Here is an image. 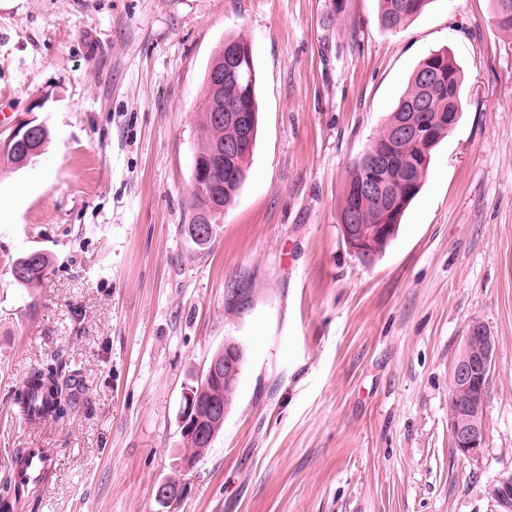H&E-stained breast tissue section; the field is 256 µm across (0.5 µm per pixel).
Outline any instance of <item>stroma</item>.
Segmentation results:
<instances>
[{
    "label": "stroma",
    "instance_id": "obj_1",
    "mask_svg": "<svg viewBox=\"0 0 512 512\" xmlns=\"http://www.w3.org/2000/svg\"><path fill=\"white\" fill-rule=\"evenodd\" d=\"M490 0H431L396 30L378 0H0V481L54 455L40 512H512V33ZM251 48L249 176L208 250L190 222L206 66ZM446 49L462 117L385 253L342 239L346 172L417 64ZM40 250L42 285L10 262ZM496 341L486 443L448 431L472 321ZM245 358L224 428L182 472V393L225 341ZM63 359L78 404L32 426L14 403ZM177 479L171 507L155 497ZM32 123L33 121L30 120L19 123L14 129L10 138L3 145V147H1L2 150H20L29 147L31 142L37 138L39 133L44 128V125L40 123L34 125H32Z\"/></svg>",
    "mask_w": 512,
    "mask_h": 512
}]
</instances>
